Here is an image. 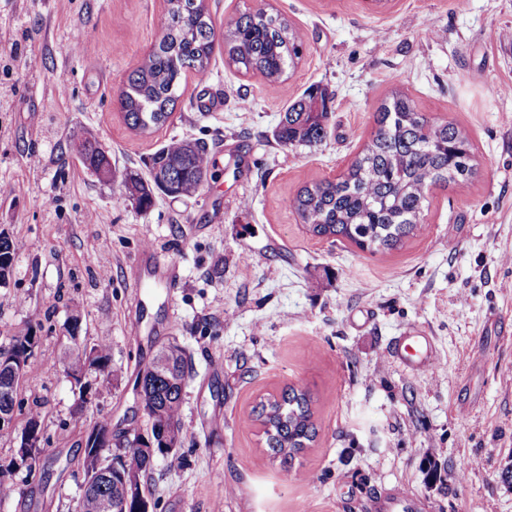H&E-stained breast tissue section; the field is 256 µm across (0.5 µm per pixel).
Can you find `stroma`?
<instances>
[{"label":"stroma","instance_id":"1","mask_svg":"<svg viewBox=\"0 0 512 512\" xmlns=\"http://www.w3.org/2000/svg\"><path fill=\"white\" fill-rule=\"evenodd\" d=\"M207 7L219 29L259 8L280 14L302 59L271 91L216 44L207 73H187L169 125L141 135L118 97L159 37L166 0H0V183L13 188L0 195V231L27 245L0 286V344L29 329L40 338L0 430V465L29 409L43 428L34 471L0 489V512H74L86 432L145 425L133 382L171 339L192 359L190 438L179 467L155 461L153 512H373V497L397 488L417 512H512L501 479L512 459V0ZM312 86L332 95L328 137L277 145L287 107ZM395 91L466 135L475 178L430 187L423 231L390 253L312 236L289 198L346 172ZM87 138L117 179L83 165ZM173 138L207 142L210 175L195 195L139 211L119 176L147 173ZM148 246L176 263L175 292L130 288L129 264ZM75 310L81 341L110 343L114 372L89 375L78 419L61 364ZM408 331L431 338L436 374L395 357ZM292 385L311 393L317 437L286 469L251 414Z\"/></svg>","mask_w":512,"mask_h":512}]
</instances>
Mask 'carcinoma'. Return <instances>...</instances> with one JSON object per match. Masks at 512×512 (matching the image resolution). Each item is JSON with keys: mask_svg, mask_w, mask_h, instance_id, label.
<instances>
[{"mask_svg": "<svg viewBox=\"0 0 512 512\" xmlns=\"http://www.w3.org/2000/svg\"><path fill=\"white\" fill-rule=\"evenodd\" d=\"M216 31L205 0H167L160 35L144 61L128 77L119 95L126 124L140 133L165 126L173 115L182 80L193 71L207 72L214 52ZM228 60L246 73H259L274 90L303 56V43L287 21L263 9L245 13L224 29ZM329 96L309 90L291 104L274 130L275 142L284 147L312 146L327 136ZM376 131L335 182L304 185L290 206L316 237L346 240L363 252L386 253L422 228L420 217L432 185L464 188L477 174V164L466 136L450 122H431L404 94L392 93L375 113ZM78 153L86 168L112 166L100 145L86 140ZM209 147L200 140L172 139L151 157L148 177L136 171L123 175V198L149 210L157 196H190L202 187L209 168ZM18 249L0 232V269L12 270ZM39 337L32 330L0 345V357L19 361L17 376L0 371V412L15 413L16 398ZM100 362L109 366L110 345L73 344L63 356L67 376L90 373ZM192 372L186 353L166 371L151 366L138 374L137 401L147 419L146 428L134 427L117 437L121 452L111 458L117 465L103 485L84 478L75 512H90L98 496L112 503V512H148L128 476L144 478L157 457L176 458L189 438L182 422L185 388ZM255 420L263 427L267 447L288 465L295 454L316 437L311 400L306 390L290 387L260 401ZM41 437L20 462L0 466L9 476L20 467L32 470L40 453Z\"/></svg>", "mask_w": 512, "mask_h": 512, "instance_id": "1", "label": "carcinoma"}]
</instances>
